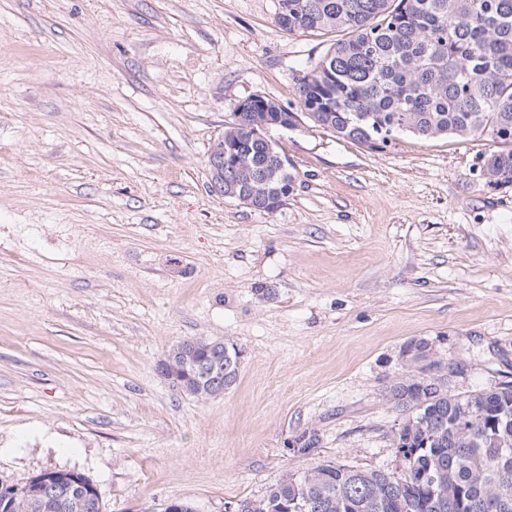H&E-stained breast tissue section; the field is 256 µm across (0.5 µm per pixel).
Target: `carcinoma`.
I'll list each match as a JSON object with an SVG mask.
<instances>
[{
    "mask_svg": "<svg viewBox=\"0 0 512 512\" xmlns=\"http://www.w3.org/2000/svg\"><path fill=\"white\" fill-rule=\"evenodd\" d=\"M282 30L344 32L299 79L302 114L315 125L369 149L410 133L424 139L483 137L495 150L484 159L490 184H512V0H288L277 13ZM296 112L275 101L224 127L227 149L245 146L241 166H224V188L270 207L283 174L279 146L251 140L257 119ZM175 365L201 387L237 380L214 341H181ZM414 369L390 386L387 402L404 413L392 446L404 472L357 470L327 462L286 472L238 512H512V385L455 393L423 376L430 346L403 349ZM0 512H107L82 492L68 507L30 482L10 484Z\"/></svg>",
    "mask_w": 512,
    "mask_h": 512,
    "instance_id": "cac0c4a2",
    "label": "carcinoma"
}]
</instances>
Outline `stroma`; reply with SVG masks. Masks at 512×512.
Returning a JSON list of instances; mask_svg holds the SVG:
<instances>
[{
	"instance_id": "35a3bbf8",
	"label": "stroma",
	"mask_w": 512,
	"mask_h": 512,
	"mask_svg": "<svg viewBox=\"0 0 512 512\" xmlns=\"http://www.w3.org/2000/svg\"><path fill=\"white\" fill-rule=\"evenodd\" d=\"M278 0H0V481L76 470L108 512H226L287 470L400 474L385 389L426 340L450 390L512 382V184L477 137L371 150L300 119L272 213L209 191L238 104L296 108L335 43ZM242 352L205 401L157 362ZM320 435L302 455L288 442Z\"/></svg>"
}]
</instances>
